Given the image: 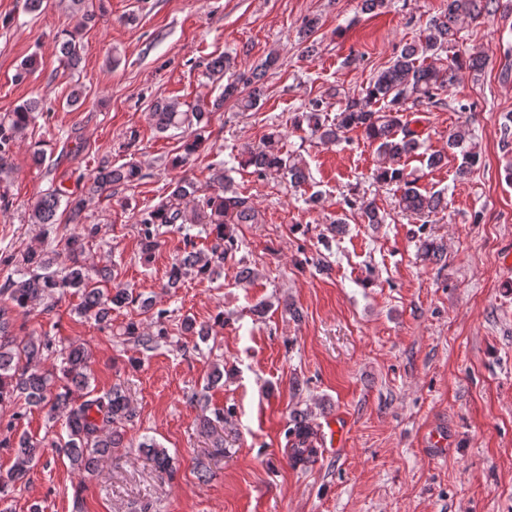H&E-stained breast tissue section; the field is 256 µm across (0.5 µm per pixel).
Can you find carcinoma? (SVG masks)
I'll list each match as a JSON object with an SVG mask.
<instances>
[{
    "mask_svg": "<svg viewBox=\"0 0 512 512\" xmlns=\"http://www.w3.org/2000/svg\"><path fill=\"white\" fill-rule=\"evenodd\" d=\"M502 9H512V0H448V8L433 16L419 39L404 45L389 66L373 76L362 95L348 98L335 117L323 108V101L312 100L304 111L294 118V124L307 127L310 136L323 145H334L354 129L362 131L365 139L376 146L383 163L374 172V181L380 185H396L400 191L398 207L417 219L438 211L444 197L440 192L423 193L417 187L418 178L406 170L404 158L421 147L420 134L411 128V121L404 112L407 104L435 105L440 92L457 84L467 70H478L485 65V58L478 52L455 57L448 65L423 64L421 60L435 57L457 39L458 25L464 20L478 21L491 17ZM61 61L76 69L82 61L81 42L73 33L58 41ZM278 60L271 52L253 68L234 73L224 84L221 94L209 106H197L191 111L181 110L176 99L161 98L153 104L150 120L155 129L164 133L185 124L205 125L211 111L223 107L227 100H234L243 112L256 109L264 96L263 79ZM236 67L235 59L219 55L208 62L211 74L223 76ZM42 110L41 101L28 99L12 112L0 118V162L10 151L16 134L22 132L36 114ZM278 134H270L266 142L256 148H247L231 156L242 169H250L260 176H280L297 187L307 179V166L299 154L288 153L277 147ZM202 145L196 137L183 145V154L172 160L175 167L186 165ZM448 147L458 149L462 162L457 176L465 178L480 161L477 143L465 125H460L448 135ZM142 178L141 168L133 162L118 166H102L92 177L89 195L102 194L113 188L131 189ZM215 191L200 194L196 184L187 178L175 182L167 195L141 213L138 224L142 236V250L151 252L159 245L164 231H177L191 241V228L213 237L207 252L186 251L170 266L167 272L168 288H178L184 279L194 275L200 279H213L224 265V259L239 248L233 233L236 224L257 223L256 210L248 198L240 195L232 178L218 167L212 175ZM86 199L74 198L69 192L55 187L40 195L31 204L29 221L32 224L58 223V211L65 207L74 218L85 207ZM345 205L359 211L367 224H382L384 217L371 200L350 198ZM98 225L83 224L81 231L70 236L67 242V263L63 271L54 269L57 258L49 255L39 243L28 245L21 254L18 278L7 280L0 294H8L12 307L0 306V404L24 399L32 406L46 410L48 420L55 421L58 414H65V434L52 441L51 447L59 449L73 470L81 475H93L107 458L124 448L132 447L126 440V425L136 417L122 389L114 386L99 393L90 388L91 352L83 344L55 347L51 337L25 336L18 338L11 331V309L26 310L36 302L60 299L67 294L79 295L75 308L77 315L89 317L97 323L108 325L112 311L130 306L139 307L144 314L153 309V301L115 283L114 271L103 268L91 271L83 260L85 245L96 237ZM419 254L426 260H438L443 249L431 239L420 241ZM123 335L134 339L144 351H151L158 340L168 335L163 312L156 313L150 323L129 321ZM54 358L51 368L43 363ZM224 371L214 368L207 380L205 391L195 393L190 403L203 411L210 409L207 390L221 381ZM318 430L306 415L292 420L285 430L289 464L307 468L318 457ZM42 442L27 433H17L15 426H7L0 433V448L11 450L15 456L12 468L0 474V499L23 483L32 466L40 458ZM140 451L153 462L160 474H171L173 461L165 449L152 439L138 444Z\"/></svg>",
    "mask_w": 512,
    "mask_h": 512,
    "instance_id": "1",
    "label": "carcinoma"
}]
</instances>
